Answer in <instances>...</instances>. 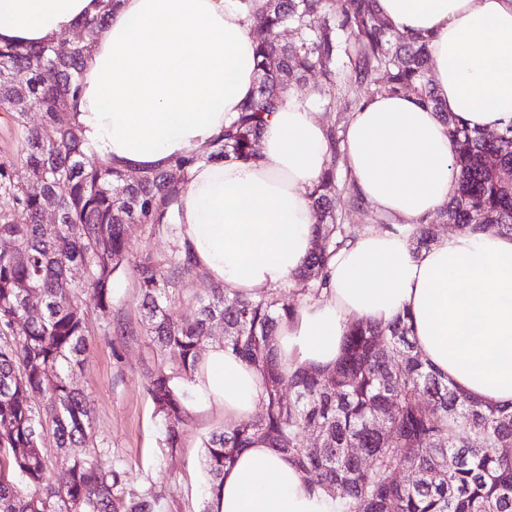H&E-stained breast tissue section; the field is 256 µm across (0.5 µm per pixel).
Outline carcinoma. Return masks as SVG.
<instances>
[{
    "mask_svg": "<svg viewBox=\"0 0 512 512\" xmlns=\"http://www.w3.org/2000/svg\"><path fill=\"white\" fill-rule=\"evenodd\" d=\"M254 19L255 93L224 125L207 159L251 160L288 89L316 74L317 94L332 100L336 64L345 58L355 83L383 80L385 92L415 95L448 126L457 190L436 216L474 234H512V125L489 138L448 113L427 76V37L393 30L377 0H264ZM103 21L80 22L83 37L64 57L53 44L0 46V111L23 141L16 164L0 165V512H153L151 496L115 497L124 473L79 451L91 413L71 382L83 369L82 296L111 308L113 277L130 262L146 335L160 356L148 391L169 448L181 445L189 418L184 385L216 323L224 324V348L262 376L259 412L203 442L207 496L218 493L237 453L262 439L295 461L326 497L328 512H512V455L497 452L512 448V402L483 406L449 387L421 360L409 317L353 321L333 368L298 367L289 375L274 340L298 305L295 297L231 296L215 284L191 299L190 317H171L176 282L193 268L174 224L179 188L201 156L135 180L89 159L67 113L77 107L78 78ZM288 28L293 39L284 42ZM17 76L28 87L23 100L15 95ZM32 102L42 108L35 126L26 121ZM327 140L330 159L311 193L315 244L290 281L307 299L327 287L329 263L356 237L351 225L336 223V127L327 128ZM48 210L58 223H45ZM129 224H147L164 238L161 258L132 254ZM412 237L416 248L429 246L432 225H420ZM64 278L76 279L75 288L61 291ZM23 283L31 295L21 292ZM285 387L293 391L288 399ZM48 429L63 452L55 463L40 448ZM309 430L316 433L312 448L305 445ZM398 471L410 479L396 482Z\"/></svg>",
    "mask_w": 512,
    "mask_h": 512,
    "instance_id": "1",
    "label": "carcinoma"
}]
</instances>
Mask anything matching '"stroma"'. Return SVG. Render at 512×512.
I'll list each match as a JSON object with an SVG mask.
<instances>
[{
    "label": "stroma",
    "instance_id": "1",
    "mask_svg": "<svg viewBox=\"0 0 512 512\" xmlns=\"http://www.w3.org/2000/svg\"><path fill=\"white\" fill-rule=\"evenodd\" d=\"M334 106L312 100L323 125L345 130L368 95L353 86L345 64L336 67ZM84 368L74 384L88 396L92 429L86 446L102 467L122 471L120 496L148 493L156 498L154 512H201L205 493L202 441L223 427L224 417L192 413L180 448L170 449L150 399L146 372L158 360L137 309L135 273L126 269L114 283L110 309L89 307Z\"/></svg>",
    "mask_w": 512,
    "mask_h": 512
}]
</instances>
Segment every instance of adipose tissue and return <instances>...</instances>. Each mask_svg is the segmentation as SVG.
Here are the masks:
<instances>
[{
    "label": "adipose tissue",
    "mask_w": 512,
    "mask_h": 512,
    "mask_svg": "<svg viewBox=\"0 0 512 512\" xmlns=\"http://www.w3.org/2000/svg\"><path fill=\"white\" fill-rule=\"evenodd\" d=\"M398 32L429 36L431 82L469 126L512 123V0H378ZM254 0H0V45L40 44L107 14L67 115L87 152L142 172L196 156L175 223L196 268L226 293L276 287L314 242L310 193L329 160L326 129L290 93L265 125L255 159L210 160L224 124L256 88ZM351 184L405 233L377 230L341 249L330 286L282 321L287 370L329 366L356 319L412 318L422 359L467 396L512 401V235L456 231L415 251L409 231L456 192L455 146L431 108L379 93L353 113L344 141ZM193 411L235 426L258 410L259 372L215 344L188 385ZM214 512H323L288 456L262 442L224 471Z\"/></svg>",
    "instance_id": "ef3b65f1"
}]
</instances>
